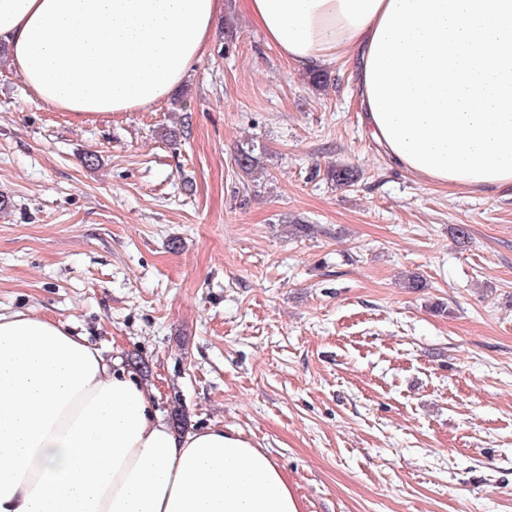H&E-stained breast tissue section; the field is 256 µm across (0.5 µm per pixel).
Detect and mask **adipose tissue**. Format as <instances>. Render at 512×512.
Instances as JSON below:
<instances>
[{
  "mask_svg": "<svg viewBox=\"0 0 512 512\" xmlns=\"http://www.w3.org/2000/svg\"><path fill=\"white\" fill-rule=\"evenodd\" d=\"M390 0H243L293 67L353 61L362 109ZM224 0H0V45L75 123L164 101L209 53ZM150 390L67 322L0 313V512H301L272 454L212 425L180 432Z\"/></svg>",
  "mask_w": 512,
  "mask_h": 512,
  "instance_id": "1",
  "label": "adipose tissue"
}]
</instances>
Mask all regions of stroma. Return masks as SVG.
Returning a JSON list of instances; mask_svg holds the SVG:
<instances>
[{
	"mask_svg": "<svg viewBox=\"0 0 512 512\" xmlns=\"http://www.w3.org/2000/svg\"><path fill=\"white\" fill-rule=\"evenodd\" d=\"M324 72L240 0L166 100L92 123L1 56L0 312L69 322L166 422L268 449L301 512H512V189L408 173L352 65Z\"/></svg>",
	"mask_w": 512,
	"mask_h": 512,
	"instance_id": "1",
	"label": "stroma"
}]
</instances>
